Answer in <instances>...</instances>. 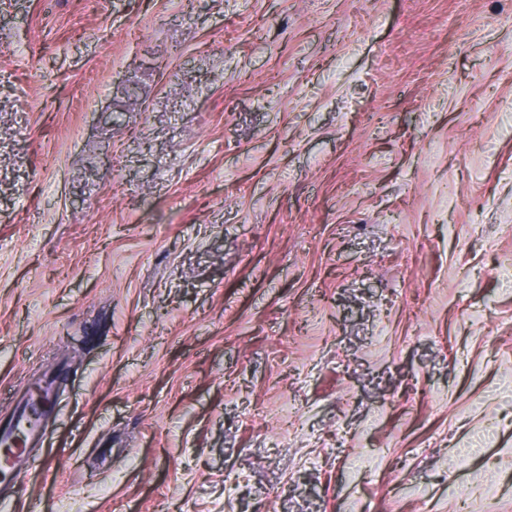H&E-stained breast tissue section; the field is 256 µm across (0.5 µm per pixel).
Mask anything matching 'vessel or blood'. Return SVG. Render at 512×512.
<instances>
[{
  "label": "vessel or blood",
  "mask_w": 512,
  "mask_h": 512,
  "mask_svg": "<svg viewBox=\"0 0 512 512\" xmlns=\"http://www.w3.org/2000/svg\"><path fill=\"white\" fill-rule=\"evenodd\" d=\"M54 407L51 382H44L38 394L18 403L9 424L0 429V502H15L24 479L32 469L48 473L51 458L31 456V449L41 447L44 422Z\"/></svg>",
  "instance_id": "obj_1"
}]
</instances>
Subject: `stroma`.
Wrapping results in <instances>:
<instances>
[{"label":"stroma","mask_w":512,"mask_h":512,"mask_svg":"<svg viewBox=\"0 0 512 512\" xmlns=\"http://www.w3.org/2000/svg\"><path fill=\"white\" fill-rule=\"evenodd\" d=\"M509 257L512 0H0L42 512H512Z\"/></svg>","instance_id":"stroma-1"}]
</instances>
